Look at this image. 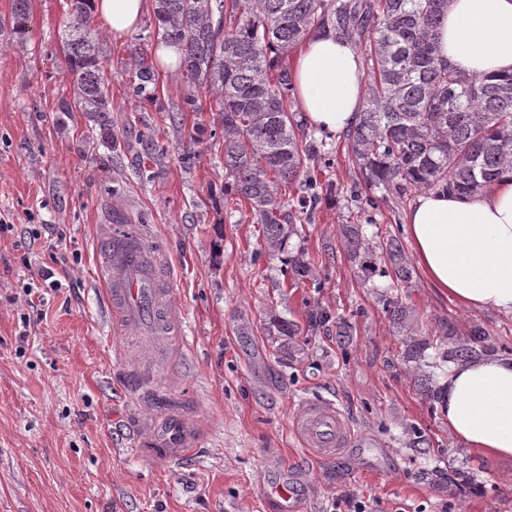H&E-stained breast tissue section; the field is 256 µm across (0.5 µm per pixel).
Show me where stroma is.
I'll return each instance as SVG.
<instances>
[{
    "label": "stroma",
    "instance_id": "1",
    "mask_svg": "<svg viewBox=\"0 0 512 512\" xmlns=\"http://www.w3.org/2000/svg\"><path fill=\"white\" fill-rule=\"evenodd\" d=\"M66 20V0H30L25 44L0 34V512H282L275 488L290 474L303 488L297 512H512V462L462 454L420 386L446 373L435 350L406 356L410 338L462 339L478 326L512 358V316L441 296L417 268L400 291L414 318L397 328L385 279L363 282L338 234L351 222L377 245L407 240L415 194L359 210L350 188L370 191L347 137L325 134L331 161L310 173L340 193L291 237L318 278L295 281L263 252L249 205H212L224 183L212 96L170 117L185 85L162 70L159 104L132 98L131 45L157 49L146 25L105 43L119 148L87 147L84 114L59 110L71 95ZM147 135L163 154L143 153ZM115 209L132 214L170 272L178 330L166 356L124 332L96 276L99 226ZM320 310L330 321L310 327ZM340 318L354 326L343 345ZM277 319L299 334L278 335ZM305 398L334 401L363 447L309 455L291 429ZM174 413L195 434L193 452L149 457L146 418Z\"/></svg>",
    "mask_w": 512,
    "mask_h": 512
}]
</instances>
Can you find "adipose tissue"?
<instances>
[{
	"label": "adipose tissue",
	"mask_w": 512,
	"mask_h": 512,
	"mask_svg": "<svg viewBox=\"0 0 512 512\" xmlns=\"http://www.w3.org/2000/svg\"><path fill=\"white\" fill-rule=\"evenodd\" d=\"M148 0H94L112 38L135 29ZM439 54L467 74L512 73V0H448L437 30ZM364 73L356 46L321 34L294 62L293 96L310 125L337 133L357 120ZM413 254L429 284L458 304L512 316V174L481 193L418 194L408 214ZM440 408L467 454L512 461V358L449 367Z\"/></svg>",
	"instance_id": "obj_1"
}]
</instances>
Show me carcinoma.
I'll return each instance as SVG.
<instances>
[{
	"label": "carcinoma",
	"mask_w": 512,
	"mask_h": 512,
	"mask_svg": "<svg viewBox=\"0 0 512 512\" xmlns=\"http://www.w3.org/2000/svg\"><path fill=\"white\" fill-rule=\"evenodd\" d=\"M154 37L175 46L188 93L183 112L199 109L197 91L212 94L224 138V200L246 202L263 233L264 252L287 266L293 279L314 281L313 264L288 255L296 225L308 219L331 182L304 179L307 162L329 163L332 150L295 120L292 73L282 61L310 36L332 31L359 44L367 79L359 121L347 134L359 175L381 198L412 191L451 189L479 193L512 173V74L468 76L437 55L436 29L447 0H153ZM30 0H12L16 42L25 40ZM60 43L73 87L62 112H82L116 146L104 80V39L94 25L92 0H67ZM133 97L158 103L159 88L147 53L131 49ZM300 194L283 201L281 186ZM342 242L365 281L388 279L387 288L413 278L403 245L391 238L379 250L361 224L339 225ZM384 308L396 325L409 311L398 294ZM494 353L486 332L475 327L450 351L464 361Z\"/></svg>",
	"instance_id": "carcinoma-1"
}]
</instances>
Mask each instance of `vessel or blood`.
I'll use <instances>...</instances> for the list:
<instances>
[{
	"instance_id": "b4317fda",
	"label": "vessel or blood",
	"mask_w": 512,
	"mask_h": 512,
	"mask_svg": "<svg viewBox=\"0 0 512 512\" xmlns=\"http://www.w3.org/2000/svg\"><path fill=\"white\" fill-rule=\"evenodd\" d=\"M124 211H112L101 225L106 244L99 257V278L108 300L125 326L134 333L150 330L168 336L173 326L165 314L169 289L166 272L161 269L155 251L149 250L138 235L118 232L127 223ZM149 446L155 457H181L195 445L193 432L182 418L160 422L147 421ZM292 431L311 455L331 460L360 443L342 411L333 401L307 398L296 408Z\"/></svg>"
}]
</instances>
